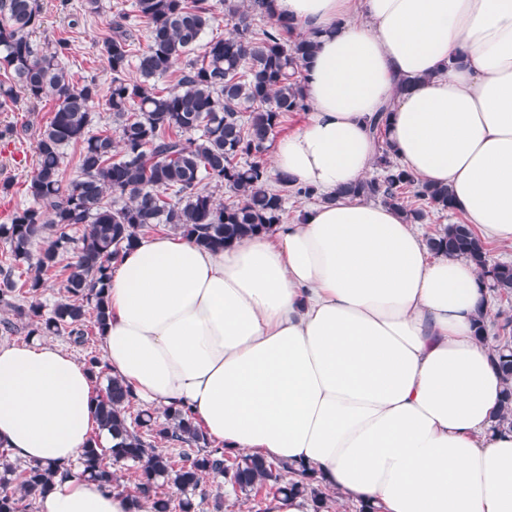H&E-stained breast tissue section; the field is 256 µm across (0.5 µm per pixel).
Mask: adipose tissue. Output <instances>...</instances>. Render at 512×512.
<instances>
[{
    "mask_svg": "<svg viewBox=\"0 0 512 512\" xmlns=\"http://www.w3.org/2000/svg\"><path fill=\"white\" fill-rule=\"evenodd\" d=\"M315 48L305 124L271 169L325 194L297 224L219 251L140 240L105 286L100 348L145 405L188 407L226 451L304 465L379 512H512L503 381L478 336L493 301L473 263L432 253L399 210L339 189L366 179L387 113L402 166L448 186L512 243V0H272ZM95 380L59 343L0 345V444L69 474L38 512H138L81 474Z\"/></svg>",
    "mask_w": 512,
    "mask_h": 512,
    "instance_id": "1",
    "label": "adipose tissue"
}]
</instances>
